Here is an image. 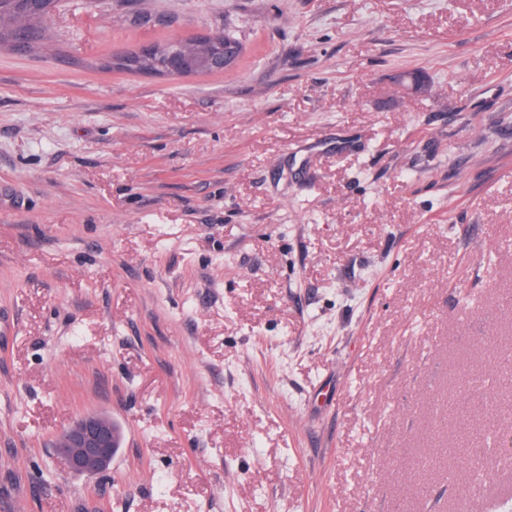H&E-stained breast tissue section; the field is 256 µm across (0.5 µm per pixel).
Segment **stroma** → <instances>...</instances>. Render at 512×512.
<instances>
[{"instance_id": "stroma-1", "label": "stroma", "mask_w": 512, "mask_h": 512, "mask_svg": "<svg viewBox=\"0 0 512 512\" xmlns=\"http://www.w3.org/2000/svg\"><path fill=\"white\" fill-rule=\"evenodd\" d=\"M223 29V73L99 65ZM47 30L0 48V512H512V463L453 453L512 438V0ZM88 412L123 430L95 477L54 445ZM395 82L412 94H426L430 89V83L421 71L401 72L395 77Z\"/></svg>"}]
</instances>
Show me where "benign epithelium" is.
<instances>
[{
    "mask_svg": "<svg viewBox=\"0 0 512 512\" xmlns=\"http://www.w3.org/2000/svg\"><path fill=\"white\" fill-rule=\"evenodd\" d=\"M187 74L189 68L181 62V54L171 53L161 75L178 78ZM395 82L412 94H426L430 89V83L421 71L401 72ZM56 449L64 456L72 473L99 475L109 469L115 454L112 424L99 413H87L63 433Z\"/></svg>",
    "mask_w": 512,
    "mask_h": 512,
    "instance_id": "1",
    "label": "benign epithelium"
}]
</instances>
